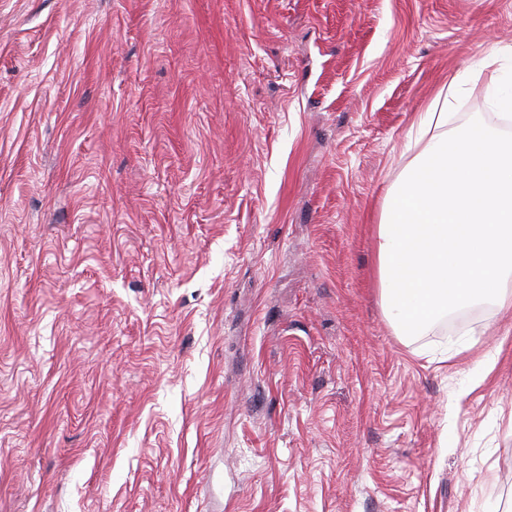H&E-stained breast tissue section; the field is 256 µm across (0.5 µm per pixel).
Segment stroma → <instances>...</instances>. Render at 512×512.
Here are the masks:
<instances>
[{"mask_svg":"<svg viewBox=\"0 0 512 512\" xmlns=\"http://www.w3.org/2000/svg\"><path fill=\"white\" fill-rule=\"evenodd\" d=\"M512 0H0V512H512V279L377 287L407 135Z\"/></svg>","mask_w":512,"mask_h":512,"instance_id":"obj_1","label":"stroma"}]
</instances>
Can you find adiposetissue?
<instances>
[{"mask_svg":"<svg viewBox=\"0 0 512 512\" xmlns=\"http://www.w3.org/2000/svg\"><path fill=\"white\" fill-rule=\"evenodd\" d=\"M456 97L449 84L421 117L419 150L381 209L378 284L399 336L425 335L512 274V138L482 122L449 129Z\"/></svg>","mask_w":512,"mask_h":512,"instance_id":"adipose-tissue-1","label":"adipose tissue"}]
</instances>
